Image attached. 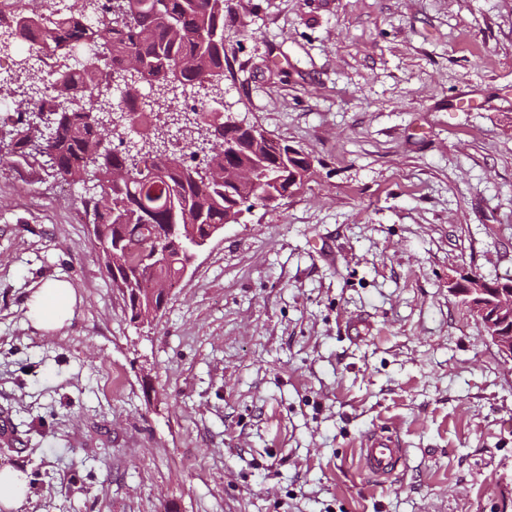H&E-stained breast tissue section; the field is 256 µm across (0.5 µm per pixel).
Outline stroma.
<instances>
[{
	"instance_id": "35a3bbf8",
	"label": "stroma",
	"mask_w": 512,
	"mask_h": 512,
	"mask_svg": "<svg viewBox=\"0 0 512 512\" xmlns=\"http://www.w3.org/2000/svg\"><path fill=\"white\" fill-rule=\"evenodd\" d=\"M226 115L310 178L131 321L79 212L0 163V466L19 512H512V365L448 290L512 278V0H231ZM68 281L71 320L33 291ZM392 434L378 482L359 448ZM75 305V290L68 282L49 281L31 295L28 317L37 329H54L71 317ZM403 457V448L392 435L373 434L367 437L360 448L362 465L368 473L377 479L391 477L397 470ZM26 484L21 472L9 465L0 467V506L19 508L26 497Z\"/></svg>"
}]
</instances>
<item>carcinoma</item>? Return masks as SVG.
<instances>
[{"label": "carcinoma", "instance_id": "carcinoma-1", "mask_svg": "<svg viewBox=\"0 0 512 512\" xmlns=\"http://www.w3.org/2000/svg\"><path fill=\"white\" fill-rule=\"evenodd\" d=\"M230 0H108L106 19L87 22L91 11L84 0H72L65 16L47 18L43 5L35 16L22 5L9 15H0V26L14 29L21 42L38 45L53 56L56 77L50 100H59L58 122L50 132L29 123L24 116L40 112L44 105L22 93H11L18 118L5 129L0 150L19 163L35 161L47 176L82 187L80 203L93 224L106 271L112 283L127 289L131 319L150 317L147 288L173 282L190 262L194 241L173 248L163 260L153 259L155 241L171 227L184 233V224L204 227L224 223L227 211L248 212L266 205L273 194L288 190V184L306 171L309 154L292 149L280 159L276 151L261 144L225 146L224 130L211 131L213 145L204 164L188 165L186 152L165 162L144 164L136 155L112 146L113 129L99 122V89L105 74L99 68L106 58L112 65L138 58L145 63L134 89L179 76V84L203 85L224 78V9ZM252 167L255 181L230 185L209 179L206 170L224 171V166ZM126 169L129 181L112 182V170Z\"/></svg>", "mask_w": 512, "mask_h": 512}]
</instances>
